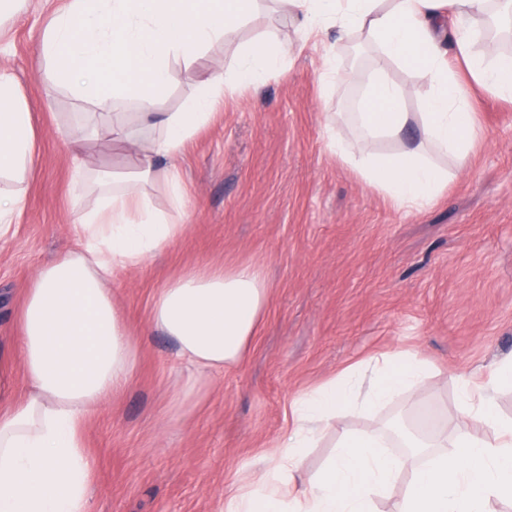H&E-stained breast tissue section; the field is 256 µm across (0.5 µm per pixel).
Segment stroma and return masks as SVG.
Returning a JSON list of instances; mask_svg holds the SVG:
<instances>
[{"label": "stroma", "instance_id": "35a3bbf8", "mask_svg": "<svg viewBox=\"0 0 512 512\" xmlns=\"http://www.w3.org/2000/svg\"><path fill=\"white\" fill-rule=\"evenodd\" d=\"M66 5L26 0L0 27V59L30 104L36 149L24 207L0 240V385L16 396L27 291L41 266L78 248L77 217L93 203L65 138L95 121L94 107L48 95L31 76L38 36ZM261 28L245 23L199 59L195 76L174 68L162 111H183L195 78L231 64ZM322 53L312 41L293 48L279 79L225 96L178 162L186 232L110 284L144 342L132 384L85 429L94 512H221L225 490L291 428L297 395L399 352H418L431 375L341 427L418 435L454 427L459 386L489 385L496 363L512 354V100L472 86L474 147L462 159L437 156L447 191L407 211L326 146L322 109L354 111L372 49L343 45L339 90L319 81ZM239 263L259 266L267 279L257 333L235 367L207 373L177 404L188 371L166 337L144 334L153 298L183 273Z\"/></svg>", "mask_w": 512, "mask_h": 512}]
</instances>
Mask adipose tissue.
<instances>
[{
    "instance_id": "adipose-tissue-1",
    "label": "adipose tissue",
    "mask_w": 512,
    "mask_h": 512,
    "mask_svg": "<svg viewBox=\"0 0 512 512\" xmlns=\"http://www.w3.org/2000/svg\"><path fill=\"white\" fill-rule=\"evenodd\" d=\"M265 0H69L42 30L34 70L51 92L127 109L68 141L81 157L87 142L120 143L135 155L115 174L79 168L93 207L78 216L83 249L41 267L21 314L27 385L22 400L0 410V512H91L93 460L84 443L88 420L134 377L139 345L122 319L108 284L120 271L140 269L181 237L175 219L184 208L177 160L209 124L225 95L278 78L291 51L278 32L242 44L234 62L199 82L185 111L163 112L173 64L193 69L204 53L254 17ZM304 41H324L320 80H336L339 59L329 30L355 34L376 49L357 109L348 113L351 137L329 133L327 147L367 185L397 206L421 210L448 188V172L430 152L462 156L477 129L469 92L449 58L463 60L472 79L512 99V54L475 53L477 26L498 4L512 23V0H273ZM457 20V27L445 24ZM412 66L430 90L423 110L403 108L405 87L392 65ZM31 107L7 67L0 66V237L25 202L23 182L35 163ZM397 144L395 153L376 144ZM166 178L171 207L149 193ZM268 298L262 270L252 265L185 274L153 299L148 332L172 345L197 373L237 365L255 335ZM431 367L415 353L385 358L363 377L349 369L300 394L293 426L273 441L255 475L224 494V512H377L394 498L395 512H488L491 500H512V418L493 409L499 385L512 383V356L495 368L493 385L462 386L464 424L435 432L408 454L390 451L386 433L346 431L308 484L296 486L308 449L332 420L378 407L416 387ZM492 437H485L483 429ZM408 480L402 494L394 488Z\"/></svg>"
}]
</instances>
